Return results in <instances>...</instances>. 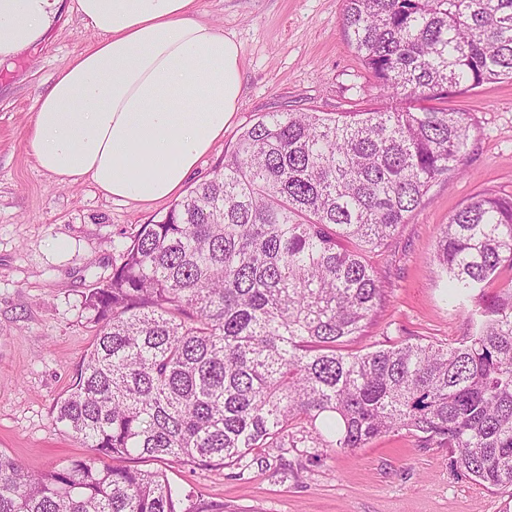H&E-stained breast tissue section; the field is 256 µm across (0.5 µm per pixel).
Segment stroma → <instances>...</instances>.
<instances>
[{"label": "stroma", "mask_w": 512, "mask_h": 512, "mask_svg": "<svg viewBox=\"0 0 512 512\" xmlns=\"http://www.w3.org/2000/svg\"><path fill=\"white\" fill-rule=\"evenodd\" d=\"M74 5L61 0L44 37L0 62V452L32 472L86 456L53 420L93 339L85 298L120 264L123 244L169 208L59 181L27 149L37 96L97 38ZM199 9L240 44L243 93L222 146L201 161L195 179L266 113L379 105L342 32L344 0H199ZM444 106L465 113L471 126L464 173L434 183L377 257L384 297L362 338L370 347L443 344L466 334L473 305L448 301L433 272L437 238L462 202L486 191L512 195V80L450 95ZM308 454L263 448L220 470L138 458L129 465L165 471L192 492L200 512H512V486L464 478L446 448L404 430L319 463Z\"/></svg>", "instance_id": "stroma-1"}]
</instances>
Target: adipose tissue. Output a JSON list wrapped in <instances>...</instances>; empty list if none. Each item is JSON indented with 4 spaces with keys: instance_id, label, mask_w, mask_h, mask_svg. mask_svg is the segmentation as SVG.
I'll return each instance as SVG.
<instances>
[{
    "instance_id": "adipose-tissue-1",
    "label": "adipose tissue",
    "mask_w": 512,
    "mask_h": 512,
    "mask_svg": "<svg viewBox=\"0 0 512 512\" xmlns=\"http://www.w3.org/2000/svg\"><path fill=\"white\" fill-rule=\"evenodd\" d=\"M60 0H0V61L34 45ZM98 34L36 99L29 152L63 181L153 203L180 195L224 138L241 47L197 0H76Z\"/></svg>"
}]
</instances>
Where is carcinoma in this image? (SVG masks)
Listing matches in <instances>:
<instances>
[{
    "mask_svg": "<svg viewBox=\"0 0 512 512\" xmlns=\"http://www.w3.org/2000/svg\"><path fill=\"white\" fill-rule=\"evenodd\" d=\"M344 2L387 103L269 112L141 225L85 298L93 341L55 406L93 455L33 473L0 452V512H189L164 472L127 460L224 468L298 441L317 460L401 430L512 486V197L478 195L440 232L437 274L475 306L462 340L347 351L382 297L374 257L463 173L465 114L421 102L512 79V0Z\"/></svg>",
    "mask_w": 512,
    "mask_h": 512,
    "instance_id": "obj_1",
    "label": "carcinoma"
}]
</instances>
